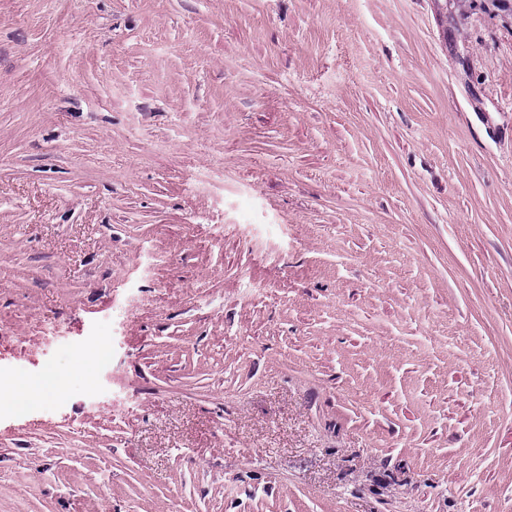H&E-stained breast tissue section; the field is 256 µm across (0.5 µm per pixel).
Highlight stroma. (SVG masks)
<instances>
[{"label":"stroma","mask_w":512,"mask_h":512,"mask_svg":"<svg viewBox=\"0 0 512 512\" xmlns=\"http://www.w3.org/2000/svg\"><path fill=\"white\" fill-rule=\"evenodd\" d=\"M0 366V512H512V0H0ZM113 347V338L109 332H99L83 347V352L88 355L97 365L102 364V358L111 352Z\"/></svg>","instance_id":"stroma-1"}]
</instances>
